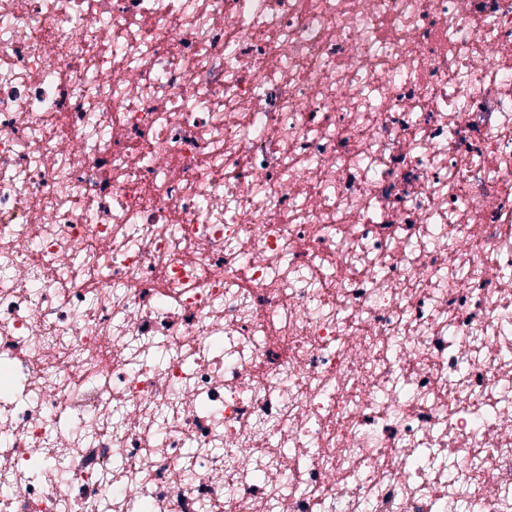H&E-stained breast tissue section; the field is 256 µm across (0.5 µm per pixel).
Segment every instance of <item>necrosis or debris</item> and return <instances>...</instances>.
<instances>
[{"instance_id":"1","label":"necrosis or debris","mask_w":512,"mask_h":512,"mask_svg":"<svg viewBox=\"0 0 512 512\" xmlns=\"http://www.w3.org/2000/svg\"><path fill=\"white\" fill-rule=\"evenodd\" d=\"M0 512H512V0H0Z\"/></svg>"}]
</instances>
